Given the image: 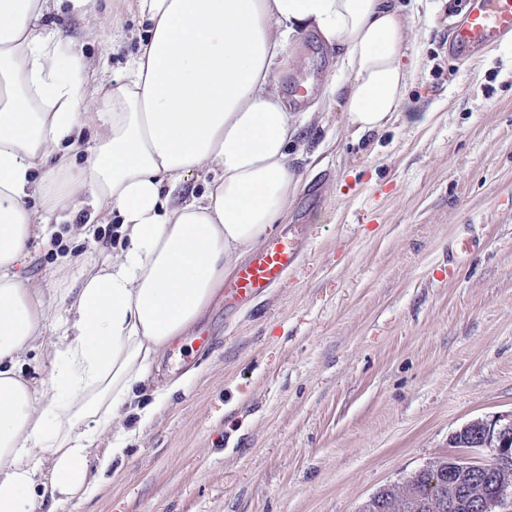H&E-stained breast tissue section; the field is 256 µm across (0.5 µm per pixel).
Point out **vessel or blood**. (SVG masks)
Here are the masks:
<instances>
[{
	"instance_id": "obj_1",
	"label": "vessel or blood",
	"mask_w": 512,
	"mask_h": 512,
	"mask_svg": "<svg viewBox=\"0 0 512 512\" xmlns=\"http://www.w3.org/2000/svg\"><path fill=\"white\" fill-rule=\"evenodd\" d=\"M512 35V0H473L466 17L448 34V50L460 59L477 58ZM301 242L284 232L224 279V305L234 308L264 295L301 256Z\"/></svg>"
}]
</instances>
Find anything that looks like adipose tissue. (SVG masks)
<instances>
[{"label":"adipose tissue","instance_id":"1","mask_svg":"<svg viewBox=\"0 0 512 512\" xmlns=\"http://www.w3.org/2000/svg\"><path fill=\"white\" fill-rule=\"evenodd\" d=\"M144 27L127 73L96 81L60 60L50 0H0V512H36L86 492L102 431L120 455L123 412L148 423L140 391L159 355L200 318L231 261L276 229L300 177L296 115L273 88L293 35L317 34L346 82L315 110L342 105L363 135L397 116L416 68L396 0H110ZM204 193L175 196L198 173ZM121 218L123 244L85 269L77 292L59 268L16 271L30 242L79 213ZM48 340L37 382L16 366Z\"/></svg>","mask_w":512,"mask_h":512}]
</instances>
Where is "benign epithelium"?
Listing matches in <instances>:
<instances>
[{
  "label": "benign epithelium",
  "instance_id": "benign-epithelium-1",
  "mask_svg": "<svg viewBox=\"0 0 512 512\" xmlns=\"http://www.w3.org/2000/svg\"><path fill=\"white\" fill-rule=\"evenodd\" d=\"M470 427L475 430L476 438L462 444L459 440H454V443L460 444L467 452L449 459L452 470L460 471V474L469 479V483L465 485L459 479L449 482L448 496L439 498L437 512H462L464 508L474 509L476 512H493V508L501 502L507 490L508 484H501L495 496L487 498L476 487V482L487 477L495 479L512 471V419L506 423L477 420ZM480 448H490L492 454L489 459L474 463L469 453Z\"/></svg>",
  "mask_w": 512,
  "mask_h": 512
}]
</instances>
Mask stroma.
<instances>
[{
	"instance_id": "stroma-1",
	"label": "stroma",
	"mask_w": 512,
	"mask_h": 512,
	"mask_svg": "<svg viewBox=\"0 0 512 512\" xmlns=\"http://www.w3.org/2000/svg\"><path fill=\"white\" fill-rule=\"evenodd\" d=\"M417 57L401 114L382 133L311 113L285 224L302 257L252 306L215 297L199 319L218 345L190 368L179 346L145 386L176 384L106 478L92 448L87 496L58 512H360L379 490L454 455L453 435L512 418V37L476 61L450 58L465 0H400ZM68 53L120 78L137 43L112 42L61 4L47 17ZM277 89L310 112L336 53L295 38ZM109 224L34 241L20 274L102 260ZM456 264L453 279L443 270Z\"/></svg>"
}]
</instances>
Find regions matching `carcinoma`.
I'll return each instance as SVG.
<instances>
[{
  "mask_svg": "<svg viewBox=\"0 0 512 512\" xmlns=\"http://www.w3.org/2000/svg\"><path fill=\"white\" fill-rule=\"evenodd\" d=\"M437 474L448 475V459L414 472L402 487L380 490L363 505L361 512H435V487L431 481Z\"/></svg>",
  "mask_w": 512,
  "mask_h": 512,
  "instance_id": "obj_1",
  "label": "carcinoma"
}]
</instances>
